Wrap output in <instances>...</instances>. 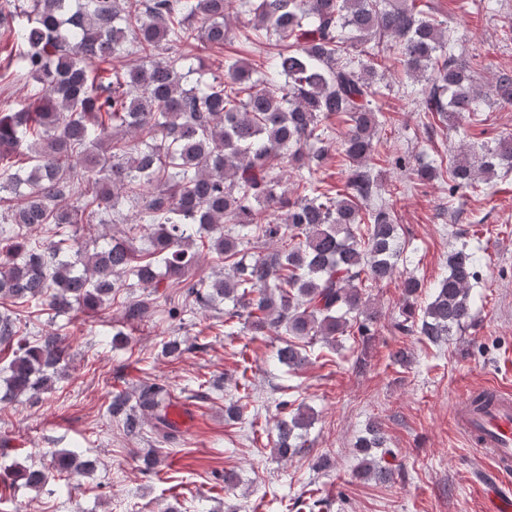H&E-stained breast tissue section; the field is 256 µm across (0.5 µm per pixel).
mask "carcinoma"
<instances>
[{
	"label": "carcinoma",
	"instance_id": "obj_1",
	"mask_svg": "<svg viewBox=\"0 0 512 512\" xmlns=\"http://www.w3.org/2000/svg\"><path fill=\"white\" fill-rule=\"evenodd\" d=\"M253 14L245 39L269 47L263 69L243 59L210 61L229 29L226 0H0V35L11 42L0 84L32 80L28 95L0 98V194L17 199L0 210V298L37 300L59 315L74 308L96 312L123 288H175L173 320L233 299L234 317L254 335L286 336L276 352L291 371L310 364L316 339L373 335L378 312L363 288L393 279L401 252L398 218L370 206L381 187L374 139L391 122L376 105L390 63L412 80L427 81L418 111L428 125L463 124L485 134L482 104H512V70L482 79L480 54L461 60L459 39L424 0H240ZM371 47H366V44ZM137 56L117 67L114 60ZM344 118L335 138L328 119ZM346 162L343 191L310 177L303 193L280 189V171L320 162L331 147ZM394 170H413L421 184L442 181L448 197L487 194L492 180L512 175V135L474 139L446 166L411 168L389 155ZM285 211L278 222L270 210ZM66 224L83 237L46 243L32 227L54 235ZM143 242L139 248L135 239ZM271 240L288 244L241 257ZM224 258L229 272L194 279L195 242ZM484 256L461 247L448 255V275L430 302H409L394 332L437 344L473 320L472 283ZM0 346L12 350L0 403L52 387L66 346L57 336L30 339L0 313ZM163 385L115 392L109 416L124 430H142L140 414L173 438ZM314 417L297 409L277 423L281 457L304 451L297 441ZM363 475L384 481L378 426L360 437ZM94 461L77 452L52 453L51 466L16 463L0 484L40 490L55 477L88 471Z\"/></svg>",
	"mask_w": 512,
	"mask_h": 512
}]
</instances>
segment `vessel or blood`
Returning <instances> with one entry per match:
<instances>
[{
    "instance_id": "b4317fda",
    "label": "vessel or blood",
    "mask_w": 512,
    "mask_h": 512,
    "mask_svg": "<svg viewBox=\"0 0 512 512\" xmlns=\"http://www.w3.org/2000/svg\"><path fill=\"white\" fill-rule=\"evenodd\" d=\"M457 431L469 446L492 461V480L486 481V512H512V391L488 385L467 391L453 415Z\"/></svg>"
}]
</instances>
